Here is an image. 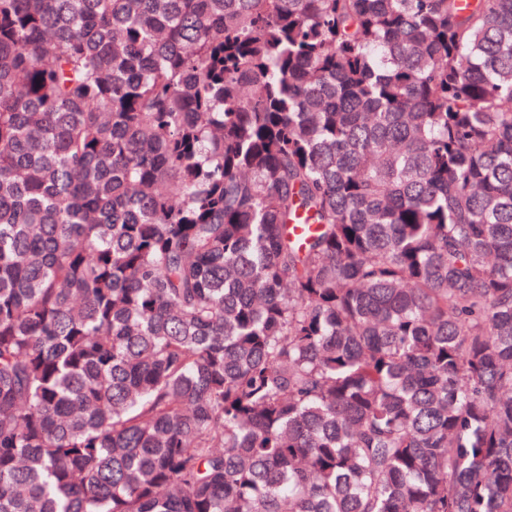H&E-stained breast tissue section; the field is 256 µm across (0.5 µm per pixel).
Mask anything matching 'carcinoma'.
<instances>
[{
	"instance_id": "obj_1",
	"label": "carcinoma",
	"mask_w": 512,
	"mask_h": 512,
	"mask_svg": "<svg viewBox=\"0 0 512 512\" xmlns=\"http://www.w3.org/2000/svg\"><path fill=\"white\" fill-rule=\"evenodd\" d=\"M0 512H512V0H0Z\"/></svg>"
}]
</instances>
